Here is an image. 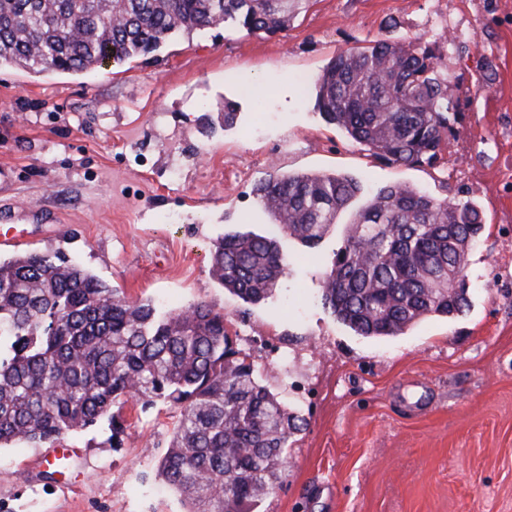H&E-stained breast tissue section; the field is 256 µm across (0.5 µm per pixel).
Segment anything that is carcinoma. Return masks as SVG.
<instances>
[{"instance_id": "carcinoma-1", "label": "carcinoma", "mask_w": 512, "mask_h": 512, "mask_svg": "<svg viewBox=\"0 0 512 512\" xmlns=\"http://www.w3.org/2000/svg\"><path fill=\"white\" fill-rule=\"evenodd\" d=\"M309 0H0V66L81 73L158 51L176 34L223 25L275 35ZM316 107L375 157L431 161L453 126L448 77L412 40L353 49L328 63ZM360 192L324 172L275 171L254 189L273 225L317 244ZM470 202L385 186L355 212L321 301L362 336H397L467 304L466 257L482 231ZM277 235L231 231L216 240L212 274L249 304L288 274ZM132 399L180 408L158 475L186 512H248L286 471L289 440L305 419L261 384L224 328L199 303L163 312L119 294L58 253L0 260V449L53 444L104 419L112 447L122 426L112 406Z\"/></svg>"}]
</instances>
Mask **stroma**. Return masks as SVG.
Segmentation results:
<instances>
[{"mask_svg": "<svg viewBox=\"0 0 512 512\" xmlns=\"http://www.w3.org/2000/svg\"><path fill=\"white\" fill-rule=\"evenodd\" d=\"M432 48L457 112L436 163L375 159L315 107L339 54L380 40ZM233 104L232 125L224 108ZM0 211L23 242L0 258L60 252L129 299L223 313L261 381L305 418L288 468L254 512H512V0H313L288 32L220 26L79 75L0 67ZM399 184L472 201L468 305L393 337H363L321 304L319 277L353 209L308 246L281 235L290 271L250 305L211 272L215 239L269 231L254 186L274 170ZM108 423L0 450V512H184L157 475L179 411L121 403Z\"/></svg>", "mask_w": 512, "mask_h": 512, "instance_id": "35a3bbf8", "label": "stroma"}]
</instances>
